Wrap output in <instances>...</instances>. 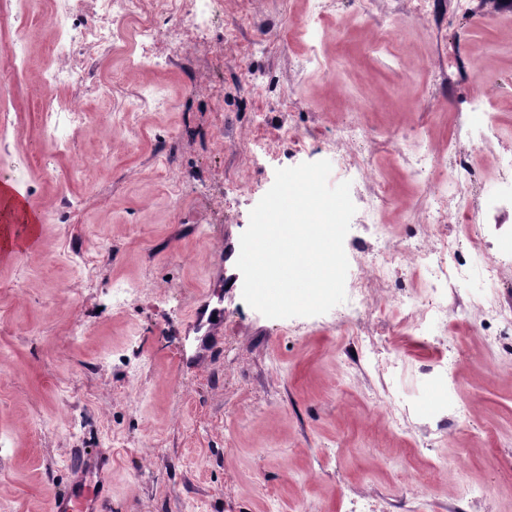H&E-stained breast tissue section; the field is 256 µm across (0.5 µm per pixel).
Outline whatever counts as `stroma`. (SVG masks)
I'll use <instances>...</instances> for the list:
<instances>
[{
	"instance_id": "obj_1",
	"label": "stroma",
	"mask_w": 512,
	"mask_h": 512,
	"mask_svg": "<svg viewBox=\"0 0 512 512\" xmlns=\"http://www.w3.org/2000/svg\"><path fill=\"white\" fill-rule=\"evenodd\" d=\"M195 0L199 35L172 69L133 75L157 105L122 115L75 149L37 166L42 107L0 34V185L26 192L40 220L35 249L0 258V512H47L69 483L75 450L112 451V512H512V354L471 306L480 269L512 242V6L505 0ZM23 19L24 56L41 51L56 19H84L69 0H0ZM328 13L296 29L292 15ZM396 41L373 53L371 31ZM316 45V63L302 51ZM495 133L464 126L473 107ZM357 123L364 137L337 140ZM439 159L419 180L406 157ZM365 158L345 177L344 155ZM469 158L464 177L454 170ZM329 161L330 184L350 181L356 206L344 249L348 279L373 286L366 314L351 302L313 317L269 319L242 296L236 267L252 208L279 168ZM386 184L384 201L369 189ZM85 203L68 220L47 204L59 185ZM468 192L466 222L434 196ZM390 227L400 256L375 276L363 216ZM447 235L473 274L433 292L416 247ZM133 288L123 304L116 288ZM221 290L213 357L190 364L193 300ZM447 306L418 335L398 298ZM384 339L391 370L359 371L354 322ZM458 360L448 386L440 363ZM469 414L455 415L459 406ZM407 406L408 420L388 410ZM486 490L477 502L462 487Z\"/></svg>"
}]
</instances>
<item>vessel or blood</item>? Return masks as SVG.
<instances>
[{"instance_id":"obj_1","label":"vessel or blood","mask_w":512,"mask_h":512,"mask_svg":"<svg viewBox=\"0 0 512 512\" xmlns=\"http://www.w3.org/2000/svg\"><path fill=\"white\" fill-rule=\"evenodd\" d=\"M193 316L196 328L205 329L207 335H216L222 326L223 313L211 309L208 295L195 300ZM111 493V449L81 451L72 461L68 487L52 498L49 512H111Z\"/></svg>"}]
</instances>
